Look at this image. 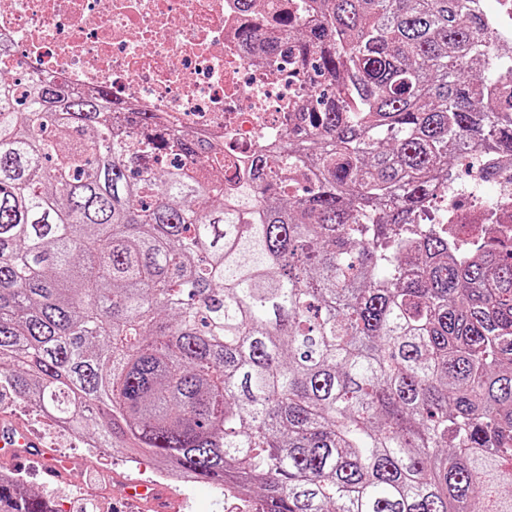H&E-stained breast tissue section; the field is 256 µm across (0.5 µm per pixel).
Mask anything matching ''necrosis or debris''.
Listing matches in <instances>:
<instances>
[{"label":"necrosis or debris","instance_id":"obj_1","mask_svg":"<svg viewBox=\"0 0 512 512\" xmlns=\"http://www.w3.org/2000/svg\"><path fill=\"white\" fill-rule=\"evenodd\" d=\"M301 0H0L4 62L26 88L32 75L74 90L106 87L120 104L154 113L167 132L207 141L217 157L252 155L288 129V101L302 74L259 57L240 43L242 27L265 37L276 7ZM490 198L512 217V182L487 193L485 179L443 190L448 221Z\"/></svg>","mask_w":512,"mask_h":512}]
</instances>
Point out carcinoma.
Listing matches in <instances>:
<instances>
[{
	"instance_id": "obj_1",
	"label": "carcinoma",
	"mask_w": 512,
	"mask_h": 512,
	"mask_svg": "<svg viewBox=\"0 0 512 512\" xmlns=\"http://www.w3.org/2000/svg\"><path fill=\"white\" fill-rule=\"evenodd\" d=\"M496 38L483 0H308L257 52L310 93L232 200L203 141L0 68V385L259 512H512V233L437 209L512 157Z\"/></svg>"
}]
</instances>
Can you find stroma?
I'll list each match as a JSON object with an SVG mask.
<instances>
[{
	"label": "stroma",
	"instance_id": "obj_1",
	"mask_svg": "<svg viewBox=\"0 0 512 512\" xmlns=\"http://www.w3.org/2000/svg\"><path fill=\"white\" fill-rule=\"evenodd\" d=\"M0 416L22 421L41 436L44 447L25 459L4 465L21 478L29 492L49 499L54 512H128L122 503L121 481L125 478L149 479L155 468L150 463L137 464L119 451L100 457L88 453L91 436L64 431L9 390L0 391ZM64 456L72 466L62 480L47 481L43 469L46 456ZM173 492L172 512H255L256 498L244 500L221 495L217 486L198 482L183 484L168 481Z\"/></svg>",
	"mask_w": 512,
	"mask_h": 512
}]
</instances>
